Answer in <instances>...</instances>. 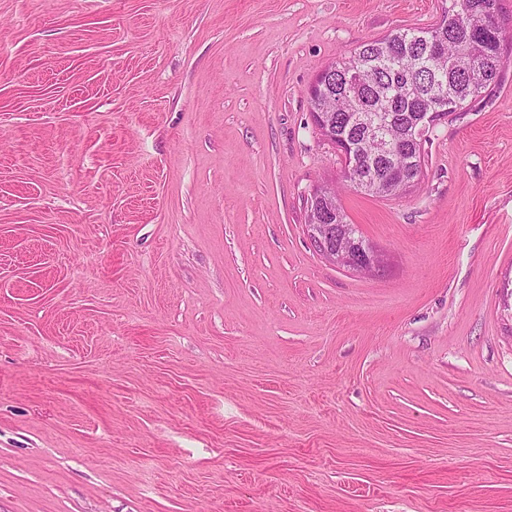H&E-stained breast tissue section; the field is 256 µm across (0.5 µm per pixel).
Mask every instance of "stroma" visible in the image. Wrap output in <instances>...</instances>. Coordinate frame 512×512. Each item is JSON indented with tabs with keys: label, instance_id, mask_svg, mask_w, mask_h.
<instances>
[{
	"label": "stroma",
	"instance_id": "35a3bbf8",
	"mask_svg": "<svg viewBox=\"0 0 512 512\" xmlns=\"http://www.w3.org/2000/svg\"><path fill=\"white\" fill-rule=\"evenodd\" d=\"M442 7L0 0V512H512V62L397 198L308 108ZM317 186L311 196L316 193L317 200L313 205L309 202V220L305 224L308 239L313 249L332 265L338 268L353 270L364 275H376L383 268L381 254L359 232L353 225L355 236L362 240L354 242L350 233V224L339 198L337 190H332V199L336 202V211L329 204L328 198L324 196ZM336 218V221H335ZM335 223V224H334ZM345 232L351 239L353 247L359 246V250L352 247L341 248L336 243L339 232Z\"/></svg>",
	"mask_w": 512,
	"mask_h": 512
}]
</instances>
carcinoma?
Masks as SVG:
<instances>
[{
	"instance_id": "1",
	"label": "carcinoma",
	"mask_w": 512,
	"mask_h": 512,
	"mask_svg": "<svg viewBox=\"0 0 512 512\" xmlns=\"http://www.w3.org/2000/svg\"><path fill=\"white\" fill-rule=\"evenodd\" d=\"M491 4L497 6V12H502L500 0H448L440 22L428 28L396 29L359 45L335 61L338 72L329 76L330 82L322 86L321 92L310 97L311 110L323 111L327 94L345 95L346 110L336 113L335 127L353 151L363 153L369 149L364 141L365 131L350 120L351 112L391 114L397 121L391 134L396 136L413 119L436 82L444 84L448 95L457 101L455 110L463 109L468 100L482 96L501 81L508 63L505 31L491 30L474 40L472 26L478 20L473 15L486 11ZM436 38L446 41L448 69L444 73L431 68L427 61L428 45ZM354 68L371 70V82L343 91L333 90L334 82L341 81L343 74ZM397 163L406 167L409 178L419 177L422 146H413L409 155L397 158Z\"/></svg>"
}]
</instances>
